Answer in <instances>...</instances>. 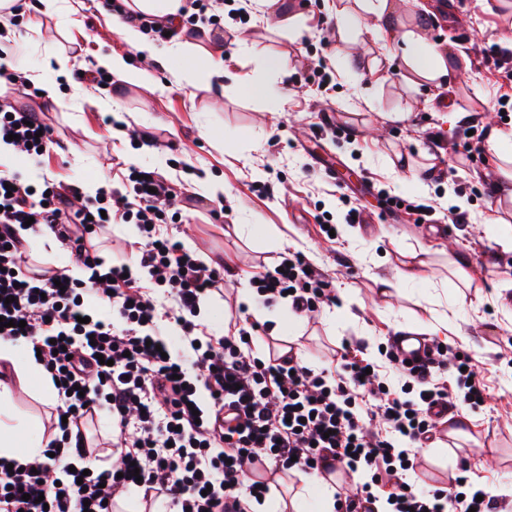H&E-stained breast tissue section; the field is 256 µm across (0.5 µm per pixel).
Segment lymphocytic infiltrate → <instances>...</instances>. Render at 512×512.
Masks as SVG:
<instances>
[{"instance_id": "obj_1", "label": "lymphocytic infiltrate", "mask_w": 512, "mask_h": 512, "mask_svg": "<svg viewBox=\"0 0 512 512\" xmlns=\"http://www.w3.org/2000/svg\"><path fill=\"white\" fill-rule=\"evenodd\" d=\"M106 12L137 23L155 40L202 36L224 21V0H186V30L171 20L127 10L123 0H99ZM0 141H13L31 159L50 152L55 140L27 78L0 64ZM131 194L103 186L95 196L44 181L40 187L16 172L0 171V340H25L58 380L59 404L44 459L8 470L0 461V512H112L116 490L140 485L169 497L173 512H249L265 497L267 481L248 482L257 466L300 470L327 477L338 470H370L372 480L338 499L336 512H374L372 485L391 491L390 512H497L491 493L430 494L408 483L417 466L415 444L435 430L432 409L476 407L486 390L469 356L434 350L423 370L385 356L393 368L369 366L342 345L339 372L328 377L302 365L294 352L265 358L247 352L245 327L221 337H200L191 316L201 296L224 288L223 268L205 265L165 231L163 208L176 191L158 172L128 174ZM134 225L144 241L140 275L124 261L105 263L93 248L95 229ZM82 261L85 281L57 278L30 265L18 233L41 226ZM264 303L288 301L297 313L335 302L329 281L303 257L287 255L254 278ZM172 303L161 310V299ZM105 303L111 319L95 317ZM181 332L182 348L161 355L162 320ZM210 402L199 412V390ZM106 407L121 464L85 471L82 421Z\"/></svg>"}]
</instances>
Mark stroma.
I'll return each instance as SVG.
<instances>
[{
    "label": "stroma",
    "mask_w": 512,
    "mask_h": 512,
    "mask_svg": "<svg viewBox=\"0 0 512 512\" xmlns=\"http://www.w3.org/2000/svg\"><path fill=\"white\" fill-rule=\"evenodd\" d=\"M340 4L348 10L342 21L335 15ZM112 20L98 0H64L61 13L42 19L33 0H23L13 19L18 37L0 43V58L23 74H40L60 101L45 109L55 146L40 162L18 159L15 169L37 185L48 178L82 189L121 187L131 166L171 182L181 220L169 232L196 256L224 263V292L202 296L197 318L216 337L254 275L284 253L303 255L331 281L336 302L308 317L284 301L269 305L280 319L265 321L254 336L258 354H267L269 339L294 342L303 365L332 373L342 345H360L363 358L376 361L379 345L395 332L447 319L451 332L433 339L470 355L487 399L420 448L415 480L437 491L462 476L512 512V318L499 306L512 303V256L501 257L490 230L491 219L512 213L503 196L512 181L488 150L472 151L466 136L473 125L512 132V120L501 115L512 105L505 77L512 0H405L393 32L376 28L375 15L356 0H284L282 10L263 16L248 0L241 18L204 43L223 76H209L201 63L182 82L141 59L113 32ZM35 21L36 34L28 30ZM420 23L429 43L448 55V85L422 81L405 61L399 35ZM54 50L72 52L77 71L122 55L145 78L124 94L99 89L90 100L76 78L44 69ZM346 57L356 58L357 78L339 76ZM280 62L287 74L277 71ZM259 86L268 95H257ZM452 111L457 120H449ZM399 112L405 120H396ZM119 115L127 121L121 132ZM144 129L157 141H135ZM205 173L223 182L222 200L197 186ZM418 179L426 189L416 190ZM375 188L401 198L403 207L381 204ZM421 203L456 208L467 220L415 223L406 207ZM352 208L359 220L345 223ZM326 211L339 228L333 242L317 222ZM8 387L17 421L50 431L54 403L42 402L19 374ZM85 434L94 465L111 467L109 412L98 410Z\"/></svg>",
    "instance_id": "1"
}]
</instances>
